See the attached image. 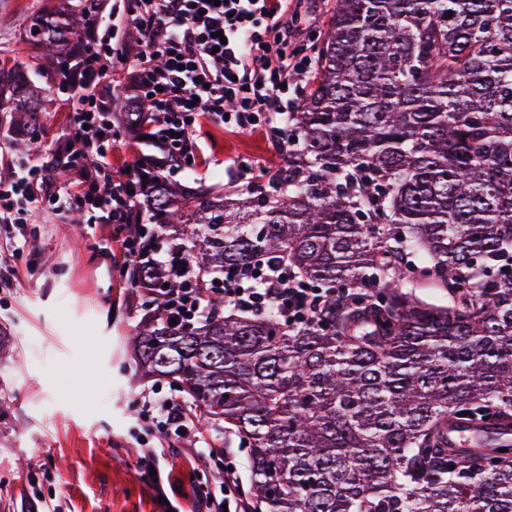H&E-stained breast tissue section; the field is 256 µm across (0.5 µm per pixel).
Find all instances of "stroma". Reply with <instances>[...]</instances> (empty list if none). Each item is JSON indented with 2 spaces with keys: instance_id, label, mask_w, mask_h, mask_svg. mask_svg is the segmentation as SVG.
<instances>
[{
  "instance_id": "1",
  "label": "stroma",
  "mask_w": 512,
  "mask_h": 512,
  "mask_svg": "<svg viewBox=\"0 0 512 512\" xmlns=\"http://www.w3.org/2000/svg\"><path fill=\"white\" fill-rule=\"evenodd\" d=\"M47 0H0V60L25 54L22 38ZM50 110L41 147L18 150L0 129V172L52 167L71 135L68 92L45 85ZM196 166L162 164L169 181L221 192L236 186V168L274 170L281 160L277 135L233 132L202 121ZM24 232L33 252L12 253V225L0 223V261L15 265L12 287L0 288V512H33V498L50 512H192L198 488L210 485L232 447L241 477L248 451L224 444L213 423L203 434L215 455L195 464L187 438L147 426L135 400L170 381L137 372L127 341L142 314V293L103 252L114 227L75 224L44 214ZM170 499L161 504L147 477L148 449Z\"/></svg>"
}]
</instances>
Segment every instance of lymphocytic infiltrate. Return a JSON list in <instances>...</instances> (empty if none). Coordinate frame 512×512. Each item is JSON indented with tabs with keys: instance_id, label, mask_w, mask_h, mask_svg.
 Segmentation results:
<instances>
[{
	"instance_id": "lymphocytic-infiltrate-1",
	"label": "lymphocytic infiltrate",
	"mask_w": 512,
	"mask_h": 512,
	"mask_svg": "<svg viewBox=\"0 0 512 512\" xmlns=\"http://www.w3.org/2000/svg\"><path fill=\"white\" fill-rule=\"evenodd\" d=\"M121 27L137 33L141 51L131 55L111 43L113 30ZM94 29L102 39L89 50L79 73L85 93L71 104V144L55 153L56 166L67 179L53 184L32 168L17 179L0 181V222L20 227L39 211L61 218L76 210L95 212L103 223L121 225L124 237L113 261L125 265L137 256L138 227L129 216L138 177L133 172L112 175L117 134L103 90L113 59L127 65L149 104V144L183 162L199 156L196 132L204 118L237 131L285 134L287 86L310 73L313 62L291 49L300 28L289 0H127L123 14L98 16ZM105 180L111 191L102 190ZM159 261L185 281L174 306L189 319L227 306L241 312L273 308L292 323L311 312L318 297L317 291L288 279L279 265L263 266L257 274L227 272L223 287L204 292L196 261L179 246L165 250ZM139 405L161 424L192 434L198 461L211 457L201 422L184 400L147 394ZM233 463L232 451H225L226 471L218 488L198 493L201 512H253Z\"/></svg>"
}]
</instances>
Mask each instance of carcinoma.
<instances>
[{
	"instance_id": "1",
	"label": "carcinoma",
	"mask_w": 512,
	"mask_h": 512,
	"mask_svg": "<svg viewBox=\"0 0 512 512\" xmlns=\"http://www.w3.org/2000/svg\"><path fill=\"white\" fill-rule=\"evenodd\" d=\"M101 7L55 0L28 25L35 61L0 62L16 144L40 147L36 80L70 83ZM156 168L138 184L134 364L248 447L254 512H512V433L448 445L451 416L512 420V0H333L267 183L189 193ZM161 240L210 281L283 260L322 296L290 326L269 309L187 331Z\"/></svg>"
}]
</instances>
